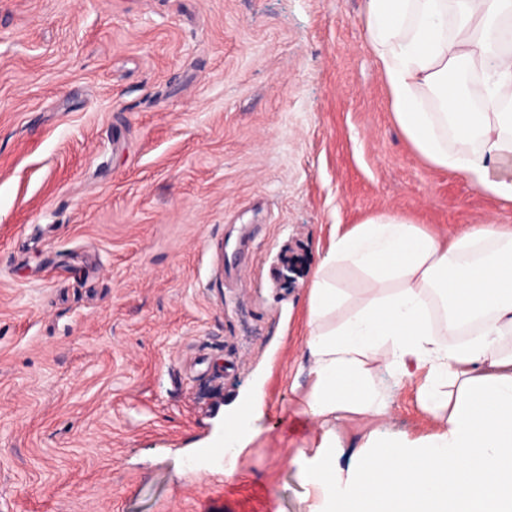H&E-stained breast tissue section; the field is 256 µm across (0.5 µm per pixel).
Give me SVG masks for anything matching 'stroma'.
<instances>
[{
	"label": "stroma",
	"instance_id": "1",
	"mask_svg": "<svg viewBox=\"0 0 512 512\" xmlns=\"http://www.w3.org/2000/svg\"><path fill=\"white\" fill-rule=\"evenodd\" d=\"M386 212L512 227L399 131L363 0H0V512H312L307 290ZM393 392L340 473L433 433ZM257 393L233 475L195 474Z\"/></svg>",
	"mask_w": 512,
	"mask_h": 512
}]
</instances>
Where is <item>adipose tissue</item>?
Returning a JSON list of instances; mask_svg holds the SVG:
<instances>
[{
    "label": "adipose tissue",
    "mask_w": 512,
    "mask_h": 512,
    "mask_svg": "<svg viewBox=\"0 0 512 512\" xmlns=\"http://www.w3.org/2000/svg\"><path fill=\"white\" fill-rule=\"evenodd\" d=\"M364 30L395 121L433 166L512 201V0H364ZM339 268L368 279L349 297ZM311 386L300 413L323 452L307 470L324 512H512V228L452 238L403 216L335 236L307 291ZM416 382L436 424L412 443L371 432L347 478L336 422L387 416L383 377ZM255 397L224 430L231 458L263 414Z\"/></svg>",
    "instance_id": "adipose-tissue-1"
}]
</instances>
